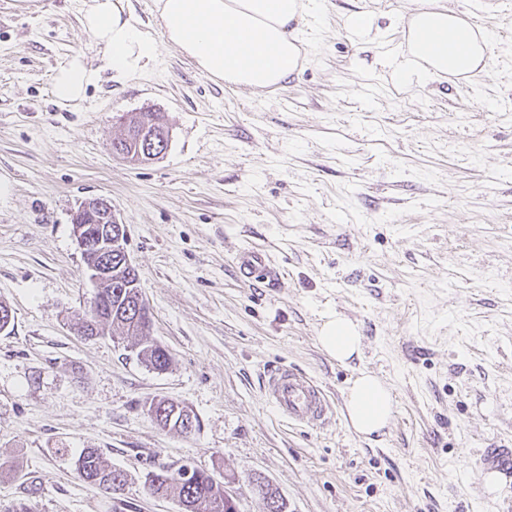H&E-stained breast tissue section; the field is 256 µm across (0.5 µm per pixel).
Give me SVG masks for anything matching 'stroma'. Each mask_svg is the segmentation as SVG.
I'll return each mask as SVG.
<instances>
[{
  "instance_id": "35a3bbf8",
  "label": "stroma",
  "mask_w": 512,
  "mask_h": 512,
  "mask_svg": "<svg viewBox=\"0 0 512 512\" xmlns=\"http://www.w3.org/2000/svg\"><path fill=\"white\" fill-rule=\"evenodd\" d=\"M304 67L272 90L215 82L163 47L126 83L53 94L55 72L104 61L83 0H0V512H116L76 459L99 449L128 478L129 512H181L146 474L191 462L233 478L239 512H512L488 494L486 449L512 451V0H445L491 38L489 71L405 90L379 64L416 0H320ZM370 15L378 36L345 30ZM129 112H159L169 145L112 153ZM111 202L172 361L76 326L97 287L71 218ZM268 253L279 287L245 284L235 256ZM357 325L362 355L320 348L325 319ZM286 365L324 391L331 420L295 424L267 398ZM389 385L384 433L348 425L358 371ZM188 406L199 430H161L152 400Z\"/></svg>"
}]
</instances>
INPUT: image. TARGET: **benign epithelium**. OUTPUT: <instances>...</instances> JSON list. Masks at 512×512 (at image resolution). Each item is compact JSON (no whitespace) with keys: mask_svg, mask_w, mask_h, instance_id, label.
<instances>
[{"mask_svg":"<svg viewBox=\"0 0 512 512\" xmlns=\"http://www.w3.org/2000/svg\"><path fill=\"white\" fill-rule=\"evenodd\" d=\"M140 138L137 157L155 159L165 143H156L154 127L157 120L140 116ZM72 224L77 246L82 254L89 279L97 285L112 280V254L120 255V266L132 268L133 262L124 244L126 231L112 209V203L104 198H94L80 203L72 215Z\"/></svg>","mask_w":512,"mask_h":512,"instance_id":"1","label":"benign epithelium"}]
</instances>
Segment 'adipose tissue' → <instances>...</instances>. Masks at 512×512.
Returning a JSON list of instances; mask_svg holds the SVG:
<instances>
[{
  "label": "adipose tissue",
  "mask_w": 512,
  "mask_h": 512,
  "mask_svg": "<svg viewBox=\"0 0 512 512\" xmlns=\"http://www.w3.org/2000/svg\"><path fill=\"white\" fill-rule=\"evenodd\" d=\"M162 42L139 28L129 0H84L79 22L103 51L115 82L135 77L153 62L159 46L176 50L198 70L229 86L275 89L305 63L304 22L317 0H156ZM403 38L381 64L406 89L443 77L474 78L490 61L488 35L457 11L430 0L402 20ZM99 72L81 57L60 68L53 92L58 101L83 99ZM321 349L340 363L358 357L362 336L351 321L330 316L319 329ZM346 417L360 436L388 427L395 401L387 385L367 371L344 393Z\"/></svg>",
  "instance_id": "obj_1"
}]
</instances>
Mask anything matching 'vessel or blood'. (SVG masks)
<instances>
[{
  "label": "vessel or blood",
  "mask_w": 512,
  "mask_h": 512,
  "mask_svg": "<svg viewBox=\"0 0 512 512\" xmlns=\"http://www.w3.org/2000/svg\"><path fill=\"white\" fill-rule=\"evenodd\" d=\"M235 266L244 283L261 280L273 285L280 277L270 258L258 250L240 251ZM265 389L272 405L288 420L300 424L326 421L329 405L323 390L312 379L280 367L268 373Z\"/></svg>",
  "instance_id": "1"
}]
</instances>
